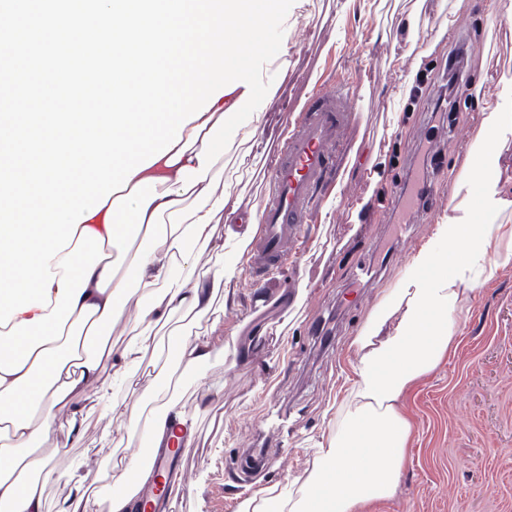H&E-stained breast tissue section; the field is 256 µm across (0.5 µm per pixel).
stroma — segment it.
I'll list each match as a JSON object with an SVG mask.
<instances>
[{
    "label": "stroma",
    "instance_id": "obj_1",
    "mask_svg": "<svg viewBox=\"0 0 512 512\" xmlns=\"http://www.w3.org/2000/svg\"><path fill=\"white\" fill-rule=\"evenodd\" d=\"M497 2L445 0V9L455 12L450 27L426 2L413 45L391 6L379 0H306L290 9L288 43L264 68L271 92L286 106L269 114V143L277 145L321 84L344 76L354 82L359 123L350 138L360 164L350 167L346 156L338 162V207L307 226L302 252L276 274L268 297L240 274L237 303L221 313L219 334L228 351L255 344L253 361L184 373L178 396L197 437L183 459L184 478L174 484L176 512H236L243 498L299 474L312 443L328 434L347 383L350 340L379 289L401 276L455 199L454 182L446 180L407 237L385 223L383 190L406 180L423 147L438 153L449 171L460 170L483 101L512 84V16ZM466 38L485 48L458 62L473 92L455 99L459 122H434L446 63ZM412 69L431 79L415 104L401 90ZM238 153L237 143H229L216 167L241 211L261 210L272 167L240 173ZM359 264L378 270L375 287L356 284ZM204 387L213 398L206 412L197 408ZM125 396L115 390L110 419L87 416L70 450L85 488L101 498L119 477L114 461L134 445ZM403 405L413 434L401 482L392 498L365 512H512V266L480 285L461 317L455 352Z\"/></svg>",
    "mask_w": 512,
    "mask_h": 512
}]
</instances>
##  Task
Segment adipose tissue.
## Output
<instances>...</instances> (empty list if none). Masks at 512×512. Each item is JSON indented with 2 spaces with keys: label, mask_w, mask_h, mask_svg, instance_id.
Returning <instances> with one entry per match:
<instances>
[{
  "label": "adipose tissue",
  "mask_w": 512,
  "mask_h": 512,
  "mask_svg": "<svg viewBox=\"0 0 512 512\" xmlns=\"http://www.w3.org/2000/svg\"><path fill=\"white\" fill-rule=\"evenodd\" d=\"M241 95L237 89L219 98L186 125L181 142L142 170L140 179L174 181L181 168L198 167L205 133ZM511 136L512 111L502 100L486 101L469 146L481 164L463 166L455 177L457 188L480 190L475 220L449 216L435 224L403 275L381 290L350 342L349 385L309 469L288 487L244 498L238 512H361L394 494L413 430L403 398L455 350L460 317L478 285L512 266V200L501 182L503 145ZM105 217L101 210L82 222L71 246L53 259L58 273L51 306L14 314L0 335L20 347L0 360V434L12 443L0 450V512H45L44 491L55 482L73 487L60 512H87L79 467L66 460L83 424L75 402L87 389H94L92 410L104 420L112 413L111 390L125 387L128 427L145 428L155 447L176 434L192 437L177 397L139 388L131 377L145 365L169 378L213 363L217 346L210 334L171 333L180 353L169 361L155 355L150 330L178 311L204 318L217 299L232 303L236 268L224 261L202 268L199 251L211 246L221 219L231 226L229 240L245 251L258 216L239 213L228 182L209 172L187 196L173 193L151 202L127 255V272L101 292ZM65 322L84 339L81 357L60 353L58 328ZM132 324L141 331L122 347L101 336L102 328ZM106 360L112 363L108 380L102 377Z\"/></svg>",
  "instance_id": "adipose-tissue-1"
}]
</instances>
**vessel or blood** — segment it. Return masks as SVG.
<instances>
[{"mask_svg":"<svg viewBox=\"0 0 512 512\" xmlns=\"http://www.w3.org/2000/svg\"><path fill=\"white\" fill-rule=\"evenodd\" d=\"M353 95L352 84L341 78L322 87L279 143L251 247V286H265L286 264L289 255L299 251L305 227L316 210V189L329 179L333 159L346 150L347 132L357 123ZM138 447L144 463L154 471V481L146 490L140 489L137 472L125 473L127 486L137 491L140 512H171L172 477L182 464L183 448L176 445L153 451L144 434L139 437Z\"/></svg>","mask_w":512,"mask_h":512,"instance_id":"obj_1","label":"vessel or blood"}]
</instances>
